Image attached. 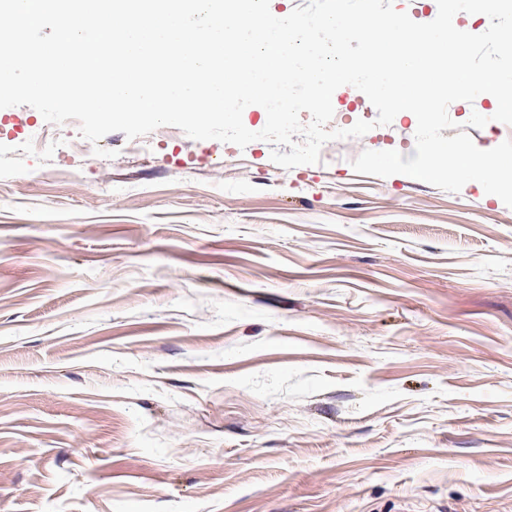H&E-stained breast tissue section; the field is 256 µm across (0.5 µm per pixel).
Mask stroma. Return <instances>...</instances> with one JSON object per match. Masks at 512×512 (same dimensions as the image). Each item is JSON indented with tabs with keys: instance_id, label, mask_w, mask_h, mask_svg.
<instances>
[{
	"instance_id": "stroma-1",
	"label": "stroma",
	"mask_w": 512,
	"mask_h": 512,
	"mask_svg": "<svg viewBox=\"0 0 512 512\" xmlns=\"http://www.w3.org/2000/svg\"><path fill=\"white\" fill-rule=\"evenodd\" d=\"M416 128L286 170L0 108V512H512V208L354 171Z\"/></svg>"
}]
</instances>
